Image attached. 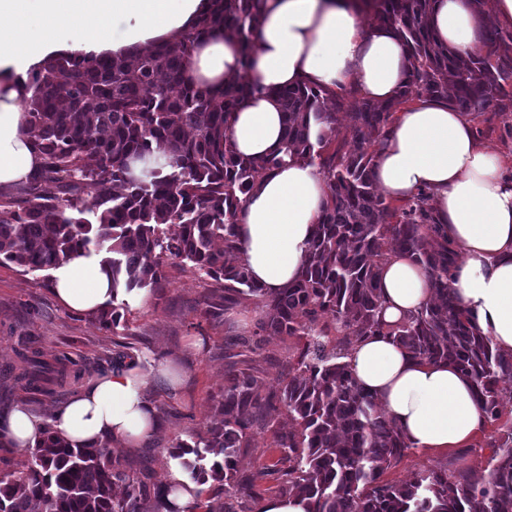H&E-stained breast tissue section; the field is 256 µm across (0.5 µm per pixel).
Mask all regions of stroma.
Masks as SVG:
<instances>
[{"label":"stroma","instance_id":"stroma-1","mask_svg":"<svg viewBox=\"0 0 512 512\" xmlns=\"http://www.w3.org/2000/svg\"><path fill=\"white\" fill-rule=\"evenodd\" d=\"M165 288L145 290L140 302L132 304L116 330L102 328L95 315L70 310L52 293L51 275L26 272L12 264L0 265V367L13 362L21 337H32L46 358L68 356L81 373L77 379L51 394H31L15 386L13 380L0 379V394L12 400H26L32 411L43 417L72 399L93 375L108 369L116 352L139 357L150 347V368L167 366L166 378L149 377L146 393L155 405L158 433L140 448H114L124 462L152 466L159 479L170 480L168 451L177 442H188L193 432L205 430L214 407L224 393L227 362L224 352L242 337L250 336L264 313L250 301L225 310L219 320L204 313L201 299L212 283L192 268L178 264L167 268ZM290 340L268 336L258 360L259 379L264 391L278 389L288 378ZM493 426H486L472 447L444 453L416 449L386 474L387 480L407 479L416 470L435 464L449 470L484 466V448Z\"/></svg>","mask_w":512,"mask_h":512}]
</instances>
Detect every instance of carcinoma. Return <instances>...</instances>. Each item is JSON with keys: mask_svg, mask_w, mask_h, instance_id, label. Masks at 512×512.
I'll use <instances>...</instances> for the list:
<instances>
[{"mask_svg": "<svg viewBox=\"0 0 512 512\" xmlns=\"http://www.w3.org/2000/svg\"><path fill=\"white\" fill-rule=\"evenodd\" d=\"M373 2L371 24L392 28L408 49L410 83L386 105L358 101L352 90L332 97L306 84L272 90L282 143L264 158L241 156L231 137L240 101L261 90L250 77L260 0H205L187 32L147 51L46 59L23 109L40 165L26 186L0 188V264L36 272L74 255L104 254L112 287L128 292L162 288L168 264H188L214 284L202 299L208 317L220 318L221 306L245 296L264 310L266 320L242 346L258 352L266 333L293 340L287 383L264 395L252 370L229 365L213 423L169 452V462L198 484L212 480L241 502L270 478L280 495L306 498L308 512H512V351L474 324L449 287L459 252L441 230L433 193L394 205L374 175L377 143L406 102L429 97L471 114L511 109L512 38L486 17L485 0H472V8L484 23L486 51L465 56L435 39L436 0ZM217 32L242 47L241 73L222 92L185 77L194 47ZM339 114L349 120L341 140ZM156 151L167 165L146 167ZM299 159L319 169L327 201L298 276L269 292L244 262L228 261L241 251L235 224L257 179ZM134 162L145 164L142 174ZM45 184L54 192L44 193ZM396 255L427 271L434 298L390 325L380 317L381 274ZM112 302L97 315L106 329L130 307L126 299ZM370 336H390L415 359L446 361L471 378L484 422L497 425L485 466L450 472L434 465L405 481L384 479L411 445L344 361ZM33 344L20 343V372L6 375L30 393L49 392L76 362L45 361ZM282 409L288 427L272 430L277 460L238 474L241 449ZM45 435L26 461L0 471V512H175L173 486L150 469L113 458L107 445L70 448L50 425ZM210 456L224 463L205 465Z\"/></svg>", "mask_w": 512, "mask_h": 512, "instance_id": "cac0c4a2", "label": "carcinoma"}]
</instances>
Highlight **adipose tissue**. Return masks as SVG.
Instances as JSON below:
<instances>
[{
    "label": "adipose tissue",
    "instance_id": "ef3b65f1",
    "mask_svg": "<svg viewBox=\"0 0 512 512\" xmlns=\"http://www.w3.org/2000/svg\"><path fill=\"white\" fill-rule=\"evenodd\" d=\"M201 3L0 0V185L25 182L39 165L23 105L30 73L48 56L151 48L188 30ZM365 14L346 0H262L250 75L265 91L246 97L234 115L239 154L264 157L280 145L282 115L270 89L305 83L336 93L353 86L375 104L398 96L409 81L407 51L390 29H365ZM431 26L460 54L477 46L480 21L470 0H437ZM239 60L237 38L214 36L194 49L186 76L220 91L238 78ZM375 177L393 200L433 190L441 228L464 250L452 289L475 324L512 351V175L480 143L470 117L429 99L403 105L377 146ZM325 199L322 175L301 160L258 180L236 226L241 258L256 282L274 292L295 280ZM52 286L75 311L94 314L112 301V274L97 257L58 266ZM381 288L389 324L405 321L431 297L428 273L403 255L384 265ZM347 361L415 449L464 448L484 426L470 380L451 364L420 362L386 336L357 342ZM146 385L136 368L95 376L51 421L74 447L142 444L158 432ZM44 423L26 402H16L0 414V446L36 447Z\"/></svg>",
    "mask_w": 512,
    "mask_h": 512
}]
</instances>
